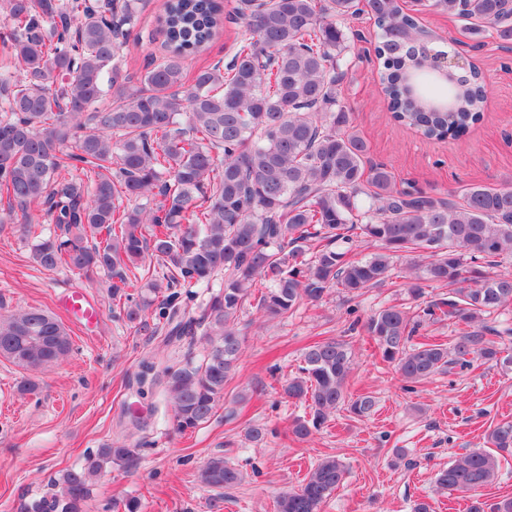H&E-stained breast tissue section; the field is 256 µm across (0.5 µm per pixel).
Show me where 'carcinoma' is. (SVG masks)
Returning a JSON list of instances; mask_svg holds the SVG:
<instances>
[{"mask_svg":"<svg viewBox=\"0 0 512 512\" xmlns=\"http://www.w3.org/2000/svg\"><path fill=\"white\" fill-rule=\"evenodd\" d=\"M446 14L474 35L495 30L512 41V0H415ZM139 0H3L8 29L0 37V224L32 232L30 210L44 207L57 231L35 236L32 259L86 277L104 272L112 301L133 328L152 313L163 342L200 336L206 354L157 371L141 362L139 382L159 386L175 427L208 422L237 372L245 303L270 320L333 288L357 296L397 276L422 301L421 313L384 307L366 319L355 310L347 331L361 328L404 389L475 360L508 367L504 337L488 317L512 305V186L465 184L444 196L397 188L383 165L371 164L341 105L349 37L338 25L358 13V0H237L246 34L231 60L188 76V61L223 23L217 0H167L160 18L166 58L134 78L115 64L131 35ZM380 29L381 91L393 119L426 139H459L478 122L486 100L470 66L451 89L448 110L410 88L428 43L401 0H367ZM355 242L376 250L350 256ZM415 254L393 274L394 258ZM448 286L428 298L426 288ZM211 288L199 315L180 311V288ZM460 327L451 342H413L424 322ZM71 338L51 312L34 308L0 316V357L26 370L50 367ZM351 348L317 341L301 354L298 372L281 386L306 405L291 433L307 439L343 405L370 415L373 397H348ZM272 429L249 423L245 438L262 443ZM487 443L512 452V421ZM142 443L116 442L88 455L54 481L58 493L29 512H83L90 486L107 468H130ZM499 456L484 448L457 455L437 472L436 492L472 496L468 512H512V498L492 505L476 497L491 485ZM334 457L315 463L299 487L282 495L278 512H321L345 479ZM222 456L210 458L199 481L214 491L242 482Z\"/></svg>","mask_w":512,"mask_h":512,"instance_id":"1","label":"carcinoma"}]
</instances>
